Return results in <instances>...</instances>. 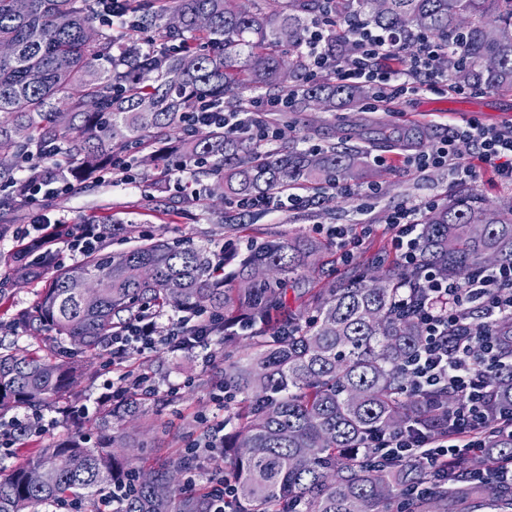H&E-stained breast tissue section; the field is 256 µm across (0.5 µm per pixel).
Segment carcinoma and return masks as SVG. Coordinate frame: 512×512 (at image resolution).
<instances>
[{"label": "carcinoma", "mask_w": 512, "mask_h": 512, "mask_svg": "<svg viewBox=\"0 0 512 512\" xmlns=\"http://www.w3.org/2000/svg\"><path fill=\"white\" fill-rule=\"evenodd\" d=\"M367 0H131V33L118 37L99 21L93 0H0V238L25 201L20 163L28 176L54 172L82 180L124 159L144 167L162 156L155 145L175 139L177 164L214 179L227 200L274 194L288 187L320 193L340 182L373 177L369 157L386 145L421 150L431 132L378 122L380 141L350 145L343 138L309 148H272L259 131L270 113L253 114V126L232 134L190 128L186 114L206 99L237 112L265 91L264 100L292 95L290 112L312 107L335 114L374 103L366 86L336 81L328 72L306 80L299 50L311 22L337 21L326 34L331 60L353 51L346 22L361 19L405 36L425 34L448 44V80L471 89H512V0H387L382 12ZM152 33L148 50L133 32ZM423 263L443 279L464 280L512 260V200L492 205L468 186L426 212L419 228ZM333 245L294 235L255 240L224 287L207 251L187 237L145 239L118 253L97 248L70 266L42 244H23L4 258L0 301L16 282L42 283L35 309L21 327L46 336L55 348L0 352V412L33 411L70 393L78 379L75 354L95 357L112 333L142 309L172 306L223 335L227 356L220 388L226 404L224 479L191 489L194 455H175L135 466L125 453L143 447L138 422L143 398L104 407L89 447L76 434L39 449L0 479V512H42L56 502L96 504L119 488L117 512H210L223 485H233L228 512H395L410 484L429 488L410 512L455 494L425 467L408 462L387 469L370 463L368 438L396 434L414 424L439 433L454 398L417 392L403 367L425 339L414 313L395 305L401 288L418 283L401 260L376 256L386 267L330 281L311 291L296 310L286 307L288 282L314 272ZM95 283L90 299L71 284ZM241 312L251 321L244 338L230 332ZM44 475L39 485L27 473ZM165 482L186 476L159 497L142 475ZM471 489L493 506L512 509V497L486 483Z\"/></svg>", "instance_id": "obj_1"}]
</instances>
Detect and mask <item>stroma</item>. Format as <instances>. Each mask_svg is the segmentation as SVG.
<instances>
[{"instance_id":"stroma-1","label":"stroma","mask_w":512,"mask_h":512,"mask_svg":"<svg viewBox=\"0 0 512 512\" xmlns=\"http://www.w3.org/2000/svg\"><path fill=\"white\" fill-rule=\"evenodd\" d=\"M512 114V91L481 90L465 94L440 91L402 99L391 111L375 115L366 113L364 121H357L354 113L340 112L330 116L318 111L298 113L293 128L284 132L280 145H292L307 135L313 125H321L322 140L336 142L347 138L357 143L371 136L375 118L390 124L422 123L432 130L434 139L447 135L453 125L464 119L476 118L487 125L496 126L502 114ZM156 173L151 169L139 171L136 182L124 184L104 175L100 180L74 182L70 193L41 198L39 208L50 220L67 224H96L104 217L113 222L135 225L139 235L165 234L167 237H189L208 252L219 253L224 242H234L238 251H245L247 237L230 239L224 227L228 224H246L261 236L279 238L303 233L316 235L318 227L343 224L360 232L369 227L356 254L355 264L341 263L337 256L323 258L322 268L307 278L289 283L286 292L288 308H297L309 289L319 287L328 278L354 275L359 264L373 255H389V231L384 222L388 212L408 202L445 199L450 188L446 169L414 172L399 162L377 167L375 179L381 188L374 199L358 200L334 190L328 202L305 203L293 210L267 213L243 210L220 196L205 197L195 205L184 206L172 194L156 192L151 188ZM42 287L39 284L17 285L8 300L0 302V346L32 349L42 346L41 338L23 335L19 326L20 315L29 313L36 305ZM214 358L210 364L180 352L159 349L149 357L135 354L114 364L111 355L97 359H83V375L66 397L64 403H53L45 414L57 417L55 427L31 434L28 445L0 454V478L25 467L34 453L43 447L64 441L84 428V418L67 414L65 405H83L95 411V399L104 382L118 377L120 370H137L148 364L160 383L177 382L181 388L170 393L160 390L147 405L145 423L159 426V441L141 450L144 458L172 456L194 443L204 427L224 420V403L211 389L210 380L224 366V348L214 345Z\"/></svg>"}]
</instances>
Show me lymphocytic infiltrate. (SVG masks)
I'll return each instance as SVG.
<instances>
[{"label":"lymphocytic infiltrate","instance_id":"f902f5d3","mask_svg":"<svg viewBox=\"0 0 512 512\" xmlns=\"http://www.w3.org/2000/svg\"><path fill=\"white\" fill-rule=\"evenodd\" d=\"M354 53L333 62L324 52L323 24L312 23L303 44L310 58L309 76L335 64L340 81L371 85L377 100L390 104L408 96L422 95L447 86L448 50L444 45L420 39L419 50L406 55L402 36L393 35L367 24L352 28ZM474 148L463 156L458 143ZM404 166L419 172L444 167L450 181L466 184L479 172H490L512 183V123L490 127L471 119L454 127L431 153L406 157ZM432 201H419L390 211L385 222L390 246L403 264L417 271L421 288L406 291L398 306L415 305L425 341L406 367L411 386L417 390L433 388L455 396L448 408V429L436 435L425 431L402 430L371 440L380 449L381 460L394 463L419 461L436 474H447L459 458H467L470 467L464 478L484 481L494 478L512 491V457L500 454L489 442L491 433L512 435V403L497 404V394L486 377L498 370L505 353L506 338L490 325L492 319L512 318V261L482 270L458 282L435 277L422 266L418 227L421 215ZM32 229L39 243L59 245L61 251L86 255L95 249L102 227L89 224L73 238L60 237L54 224L41 213H33ZM111 347L118 352L145 355L166 347L175 351H201L203 363H210L211 333L205 327L188 329L184 318L165 312L145 311L120 331Z\"/></svg>","mask_w":512,"mask_h":512}]
</instances>
